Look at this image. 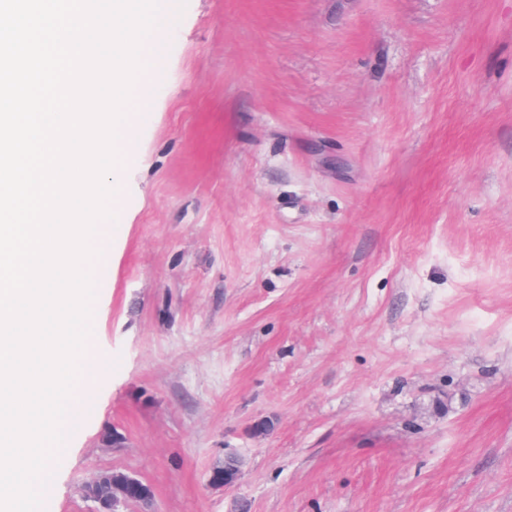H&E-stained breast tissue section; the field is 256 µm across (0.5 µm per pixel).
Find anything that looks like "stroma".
<instances>
[{
    "label": "stroma",
    "mask_w": 512,
    "mask_h": 512,
    "mask_svg": "<svg viewBox=\"0 0 512 512\" xmlns=\"http://www.w3.org/2000/svg\"><path fill=\"white\" fill-rule=\"evenodd\" d=\"M160 20L42 512H512V0Z\"/></svg>",
    "instance_id": "35a3bbf8"
}]
</instances>
